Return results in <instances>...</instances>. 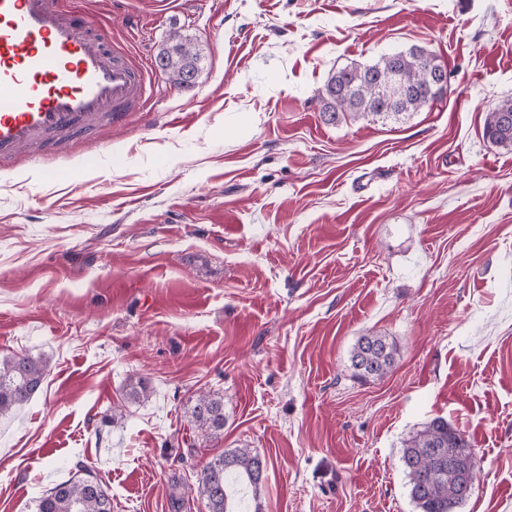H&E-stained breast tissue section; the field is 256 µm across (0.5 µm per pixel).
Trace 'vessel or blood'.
<instances>
[{"label":"vessel or blood","instance_id":"vessel-or-blood-1","mask_svg":"<svg viewBox=\"0 0 512 512\" xmlns=\"http://www.w3.org/2000/svg\"><path fill=\"white\" fill-rule=\"evenodd\" d=\"M147 74L61 0H0V164L125 127Z\"/></svg>","mask_w":512,"mask_h":512}]
</instances>
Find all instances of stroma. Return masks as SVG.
Segmentation results:
<instances>
[{
	"instance_id": "obj_1",
	"label": "stroma",
	"mask_w": 512,
	"mask_h": 512,
	"mask_svg": "<svg viewBox=\"0 0 512 512\" xmlns=\"http://www.w3.org/2000/svg\"><path fill=\"white\" fill-rule=\"evenodd\" d=\"M63 4L137 64L180 34L201 72L154 71L124 128L0 170V358L48 360L0 423V512L88 471L112 512H208L197 475L233 448L268 462L263 512H416L401 451L436 417L480 466L459 512H512V151L484 136L512 0ZM414 45L442 102L322 121L331 73ZM367 334L398 347L379 380L351 368ZM192 423L205 435H217L224 429V400L221 397L200 393L192 408Z\"/></svg>"
}]
</instances>
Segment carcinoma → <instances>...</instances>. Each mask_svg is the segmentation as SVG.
Masks as SVG:
<instances>
[{
  "label": "carcinoma",
  "mask_w": 512,
  "mask_h": 512,
  "mask_svg": "<svg viewBox=\"0 0 512 512\" xmlns=\"http://www.w3.org/2000/svg\"><path fill=\"white\" fill-rule=\"evenodd\" d=\"M159 59L175 83L190 91L196 86L201 53L175 35ZM440 58L419 46L383 55L361 65L350 63L332 73L321 91V112L329 123L395 119L407 113L430 109L446 93L426 84L428 68ZM396 71L412 88V94L394 112L379 111L380 104L370 83L385 71ZM484 136L494 145L512 150V100L487 113ZM396 347L384 336H362L351 356L355 376L363 380L384 378L395 363ZM48 366L42 357L19 354L0 359V421L12 418L39 389ZM192 423L205 435L224 430V400L208 392L198 395L192 408ZM465 434L436 417L404 442L400 461L408 480L409 496L417 512H457L474 490L475 462L467 449ZM261 457L247 448H236L210 461L197 479V492L209 512H241L229 493L257 490L264 480ZM38 512H112V499L94 477L68 480L51 488L38 500Z\"/></svg>",
  "instance_id": "1"
}]
</instances>
